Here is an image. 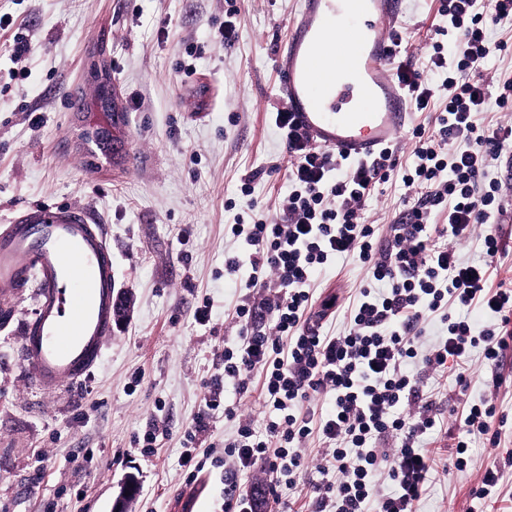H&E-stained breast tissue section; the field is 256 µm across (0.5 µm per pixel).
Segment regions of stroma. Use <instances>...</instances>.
<instances>
[{
	"label": "stroma",
	"mask_w": 512,
	"mask_h": 512,
	"mask_svg": "<svg viewBox=\"0 0 512 512\" xmlns=\"http://www.w3.org/2000/svg\"><path fill=\"white\" fill-rule=\"evenodd\" d=\"M297 8L298 0H0V225L41 206L82 211L105 225L117 286L131 300L92 370L48 394L20 364L37 290L0 291L11 310L0 328V512H112L130 475L139 489L128 512H177L187 491L184 433L203 410L217 352L237 334L228 313L251 273L247 264L224 272L225 253L248 252L230 227L278 216L288 186L291 159L275 124L286 107L277 55ZM440 9L441 0H404L396 24L399 60L431 84L443 80L426 66L445 22ZM489 34L497 51L483 72V120L494 126L512 122V104L497 100L500 76L512 73V24L490 25ZM18 35L31 45L19 63ZM99 56L123 107L117 125L97 104L90 66ZM406 193L394 176L366 202L361 217L378 238L406 211ZM314 284L345 305L366 277L341 260ZM202 306L210 309L203 324ZM413 372L440 390L445 426L423 446L443 459L469 407L491 393L492 375H512V352L496 361L474 352L464 391L425 363ZM224 395L237 416L209 419L218 457L240 420L260 426L271 417L260 381L242 395L227 382ZM496 395L506 419L499 447L471 442L467 468L433 473L417 512H512V470L492 501L472 495L488 459L512 449V385ZM155 422L165 432L154 454H142L133 440ZM318 448L310 440L295 487L263 512H311ZM206 477L201 512H221L230 486L270 485L260 469L236 476L214 466Z\"/></svg>",
	"instance_id": "obj_1"
}]
</instances>
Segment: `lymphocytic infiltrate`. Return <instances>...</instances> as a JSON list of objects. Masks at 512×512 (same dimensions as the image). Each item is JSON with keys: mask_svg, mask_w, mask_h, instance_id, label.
I'll list each match as a JSON object with an SVG mask.
<instances>
[{"mask_svg": "<svg viewBox=\"0 0 512 512\" xmlns=\"http://www.w3.org/2000/svg\"><path fill=\"white\" fill-rule=\"evenodd\" d=\"M442 13L448 23L438 28L429 58L444 76L441 85L424 83L409 67L396 69L416 110L431 109L434 97L446 100L434 115V135L416 141L411 164L402 165L391 149L365 162L331 155L310 145L291 112H278L275 124L293 159L280 216L231 227L250 253H225L224 268L236 272L247 262L252 272L233 312L239 334L220 354L224 372L211 377L205 408L235 417L224 380L244 393L260 374L263 403L277 417L261 433L241 420L236 439L224 445V462L237 473L260 466L292 479L305 466L308 437L318 435L324 481L314 512H416L435 466L420 442L442 422L410 365L420 359L462 371L474 350L494 361L512 350V288L489 283L491 269L512 248L488 228L503 211L502 183L489 178L488 167L512 162V125L483 124L481 79L494 54L486 25L511 23L512 0H447ZM394 172L421 193L379 247L360 212L375 184ZM436 212L444 224H432ZM472 239L481 243L477 262L458 250ZM340 259L362 264L368 284L348 304L343 330L332 334L325 324L338 306L332 298L316 302L312 282ZM475 304L495 317L494 327L480 330L451 313ZM428 311L442 312L447 325L429 348ZM323 397L333 403L315 413L311 406ZM495 413L486 399L470 407L448 448L457 470L468 465L469 440L488 437ZM383 473L394 490L381 497L375 479Z\"/></svg>", "mask_w": 512, "mask_h": 512, "instance_id": "lymphocytic-infiltrate-1", "label": "lymphocytic infiltrate"}]
</instances>
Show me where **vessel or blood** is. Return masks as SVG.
Here are the masks:
<instances>
[{"mask_svg": "<svg viewBox=\"0 0 512 512\" xmlns=\"http://www.w3.org/2000/svg\"><path fill=\"white\" fill-rule=\"evenodd\" d=\"M401 0H300L278 59L296 125L316 146L355 160L393 146L411 102L395 77L390 29ZM346 34V63L321 78L325 40ZM36 284L38 313L23 367L44 392L76 383L111 336L117 300L106 228L75 209L44 207L0 226V290Z\"/></svg>", "mask_w": 512, "mask_h": 512, "instance_id": "vessel-or-blood-1", "label": "vessel or blood"}]
</instances>
